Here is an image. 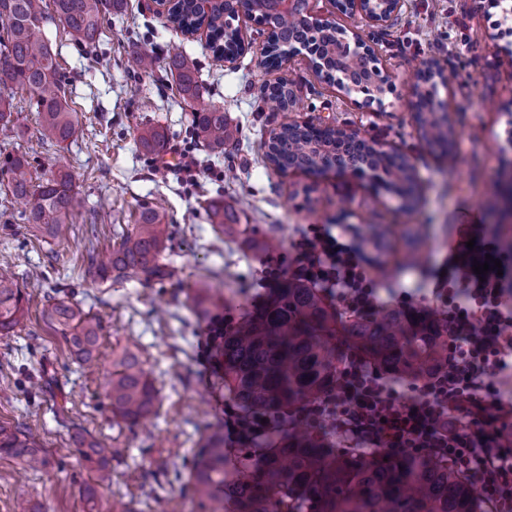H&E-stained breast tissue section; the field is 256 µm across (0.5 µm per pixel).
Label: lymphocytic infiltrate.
I'll return each mask as SVG.
<instances>
[{
  "label": "lymphocytic infiltrate",
  "mask_w": 512,
  "mask_h": 512,
  "mask_svg": "<svg viewBox=\"0 0 512 512\" xmlns=\"http://www.w3.org/2000/svg\"><path fill=\"white\" fill-rule=\"evenodd\" d=\"M291 262L260 260L261 283L300 281L335 296L349 313L381 309V281L362 244L311 224ZM500 261L478 275L474 263ZM448 331V364L426 381L397 386L359 355H349L335 394L308 405L303 417L329 420L337 437L391 456L426 453L473 477L494 512H512V445L503 420L512 402L498 388L512 371V249L483 224H461L431 291Z\"/></svg>",
  "instance_id": "lymphocytic-infiltrate-1"
}]
</instances>
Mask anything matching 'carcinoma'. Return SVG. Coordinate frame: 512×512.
Listing matches in <instances>:
<instances>
[{"label": "carcinoma", "instance_id": "1", "mask_svg": "<svg viewBox=\"0 0 512 512\" xmlns=\"http://www.w3.org/2000/svg\"><path fill=\"white\" fill-rule=\"evenodd\" d=\"M263 21L271 20V52L264 65L273 67L278 51L310 44L296 11L279 9L277 0H255ZM125 0H0V139L19 136L14 113H37L40 139L61 145L75 139L81 124L69 109L68 77L42 36L48 21L63 27L87 55L98 52L103 20L124 10ZM228 4L219 0H176L170 23L182 31L206 23L208 48L216 54L239 51L236 30L225 20ZM168 69L185 100L201 97L196 65L180 52L168 55ZM25 91V105L14 104ZM288 82L279 80L263 91L272 112L288 110ZM423 137L448 142V128L436 112L420 101ZM204 142L214 151L234 139L235 131L220 107L193 113ZM148 154L162 151L165 133L154 126L139 131ZM272 154L265 155L285 173L300 169L318 175L324 158L342 154L353 163L373 159L369 141L339 129L285 124L275 135ZM392 176V191L416 203L414 168L402 155L381 158ZM26 155L0 158V175H9L11 194L30 201L26 221L54 239H65L78 204L71 175L60 169L33 185L26 178ZM211 220L217 230L251 241L249 225L236 224L235 212L215 203ZM167 225L154 207L143 208L136 224L121 237L108 263L86 250L87 271L101 281L138 279L169 281L178 269L165 260ZM193 308L206 312L220 302L208 287L189 297ZM27 292L0 273V335L10 336L24 325ZM48 324L62 336L73 360L88 364L100 346V318L62 298L45 310ZM355 351L385 374L403 381L428 378L448 362V332L430 311L389 309L375 316L340 318L319 289L287 282L271 289L265 300L232 328L224 331L221 362L224 397L243 414L278 415L288 425L276 430L258 448H239L232 457L224 449V427L208 434L194 456L189 479L196 497L212 503L211 512H489L473 480L448 461L430 455L385 456L365 448H338L321 425L301 418L303 409L336 389L339 372ZM112 418L128 426L157 414V390L135 351L126 348L112 362L105 385ZM83 467L89 473L79 494L87 512H100L101 488L109 478L115 449L82 431L72 435ZM0 453L33 472L52 466L38 435L19 426L0 425Z\"/></svg>", "mask_w": 512, "mask_h": 512}]
</instances>
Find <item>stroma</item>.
Wrapping results in <instances>:
<instances>
[{
	"label": "stroma",
	"mask_w": 512,
	"mask_h": 512,
	"mask_svg": "<svg viewBox=\"0 0 512 512\" xmlns=\"http://www.w3.org/2000/svg\"><path fill=\"white\" fill-rule=\"evenodd\" d=\"M499 19L489 0H405L384 29H364V37L379 43L397 86L381 111L342 99L302 59L266 69L260 51L267 34L250 24L244 28L250 47L230 66L206 50L204 37L175 29L153 0H128L124 15L107 17L95 58L84 55L62 28L45 25L82 129L74 141L49 146L39 138L35 113L24 111L18 115L22 137L0 142V152L27 154L28 175L35 180L67 168L82 206L69 240L52 239L27 223V205L0 178V269L23 288L41 282L30 288L23 329L0 335V424L37 432L54 460L49 472L35 473L0 455V512H23L33 503L46 512H82L79 488L88 474L70 442L78 430L116 450L105 497L129 503L134 512H201L188 474L205 423L223 421L227 403L220 352L201 345L209 319L195 313L187 292L210 285L237 319L265 293L259 250L215 230L211 201L235 208L256 240L274 239L275 257L291 258L304 225L345 228L374 265L386 268L390 284L411 290L432 289V272L447 257L457 225H490L512 247V210L500 198L501 174L512 164V155L501 150L504 109L512 103V62L496 54ZM174 46L195 59L204 101L223 108L239 131L223 153L211 151L196 134L194 106L183 100L165 62ZM145 50L159 59L146 73L131 65ZM433 57L457 74L452 166L419 138L408 107L415 73ZM281 78L294 83V108L260 111L264 86ZM305 122H330L405 154L422 186L417 205L398 210L390 193H375L342 172H275L264 157V141L281 125ZM146 125L163 129L167 146L177 147L171 162L139 146L137 130ZM184 147L193 160L188 172L182 169ZM157 204L169 228L165 257L178 268L180 285L93 280L82 249L110 256L141 206ZM413 227L422 233L417 263L409 259L414 248L405 237ZM60 288L102 320L95 368L73 363L44 317ZM126 348L140 352L159 391L157 416L133 429L113 421L103 389L113 359Z\"/></svg>",
	"instance_id": "1"
}]
</instances>
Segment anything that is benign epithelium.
I'll return each mask as SVG.
<instances>
[{
	"instance_id": "7a95c632",
	"label": "benign epithelium",
	"mask_w": 512,
	"mask_h": 512,
	"mask_svg": "<svg viewBox=\"0 0 512 512\" xmlns=\"http://www.w3.org/2000/svg\"><path fill=\"white\" fill-rule=\"evenodd\" d=\"M335 12L329 16L314 14L310 11L301 20L314 31L336 29V46L331 48L336 62L332 71L334 80L327 78L326 70L316 66L309 50L287 53L280 64H288L297 57L303 58L313 76L336 87V91L358 108L381 111L385 108V98L396 93L394 77L383 64L374 40L365 39L356 28L340 22V17L356 16L361 22L373 29H381L404 5V0H334ZM431 79L426 83H416L410 90L409 108L416 112V104L423 98L429 100L437 112L448 124V136L454 135V121L447 102L439 98V88H451L447 68L438 61L427 65ZM348 171L353 176L369 184L374 190L383 188V180L389 178L381 166L364 165L357 170L347 166L341 159L330 161L325 171Z\"/></svg>"
}]
</instances>
